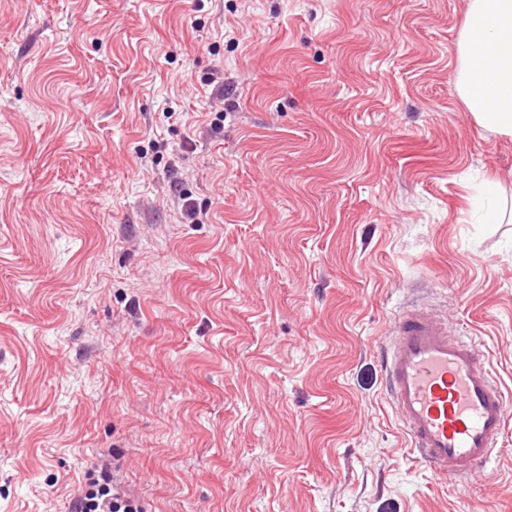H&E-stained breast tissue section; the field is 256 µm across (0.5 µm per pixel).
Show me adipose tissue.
I'll use <instances>...</instances> for the list:
<instances>
[{
	"instance_id": "ef3b65f1",
	"label": "adipose tissue",
	"mask_w": 512,
	"mask_h": 512,
	"mask_svg": "<svg viewBox=\"0 0 512 512\" xmlns=\"http://www.w3.org/2000/svg\"><path fill=\"white\" fill-rule=\"evenodd\" d=\"M456 89L484 129L512 137V0H467Z\"/></svg>"
}]
</instances>
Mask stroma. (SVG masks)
Returning <instances> with one entry per match:
<instances>
[{
  "label": "stroma",
  "instance_id": "1",
  "mask_svg": "<svg viewBox=\"0 0 512 512\" xmlns=\"http://www.w3.org/2000/svg\"><path fill=\"white\" fill-rule=\"evenodd\" d=\"M465 0H0V512H512L409 450L426 307L512 394V139ZM190 202L193 213L182 210ZM456 89L484 129L512 137V0H467ZM100 478H88L89 488L79 495L72 512H141L137 501L120 492L112 493L110 478L106 472H100Z\"/></svg>",
  "mask_w": 512,
  "mask_h": 512
}]
</instances>
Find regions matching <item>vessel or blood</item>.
I'll list each match as a JSON object with an SVG mask.
<instances>
[{"label": "vessel or blood", "instance_id": "1", "mask_svg": "<svg viewBox=\"0 0 512 512\" xmlns=\"http://www.w3.org/2000/svg\"><path fill=\"white\" fill-rule=\"evenodd\" d=\"M384 358L387 391L418 458L439 474L481 477L512 401L471 341L449 337L439 317L417 308L395 322Z\"/></svg>", "mask_w": 512, "mask_h": 512}]
</instances>
